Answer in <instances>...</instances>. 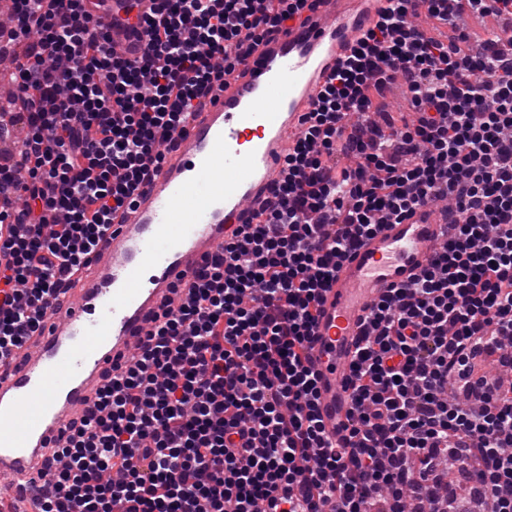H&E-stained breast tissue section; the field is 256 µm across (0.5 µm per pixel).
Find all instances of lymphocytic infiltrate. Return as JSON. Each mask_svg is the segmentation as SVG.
<instances>
[{
	"label": "lymphocytic infiltrate",
	"instance_id": "1",
	"mask_svg": "<svg viewBox=\"0 0 512 512\" xmlns=\"http://www.w3.org/2000/svg\"><path fill=\"white\" fill-rule=\"evenodd\" d=\"M391 6L336 67L251 224L193 274L98 403L76 418L39 512H372L443 490L442 458L478 459L479 505L512 512V58L464 34L435 39L448 0ZM9 121L0 163V356L21 349L150 175L187 112L313 0H153L146 46L117 52L99 0H12ZM38 39H31V32ZM414 115L384 130L387 83ZM361 115L358 123L350 115ZM444 201L451 238L414 281L374 304L356 347L349 438L329 445L306 345L337 265L378 225Z\"/></svg>",
	"mask_w": 512,
	"mask_h": 512
}]
</instances>
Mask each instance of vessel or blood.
<instances>
[{
  "label": "vessel or blood",
  "mask_w": 512,
  "mask_h": 512,
  "mask_svg": "<svg viewBox=\"0 0 512 512\" xmlns=\"http://www.w3.org/2000/svg\"><path fill=\"white\" fill-rule=\"evenodd\" d=\"M388 6L315 0L214 84L205 108L188 115L175 149L112 226L89 271L58 297L36 335L0 360V499L42 483L44 455L65 446L71 421L96 404L103 372L133 354L154 313L187 301L198 263L250 222L283 180V158L337 60ZM110 34L129 59L146 44L144 33L124 27ZM447 230L437 203L381 225L322 291L307 353L332 444L347 435L346 383L372 306L427 266Z\"/></svg>",
  "instance_id": "vessel-or-blood-1"
}]
</instances>
